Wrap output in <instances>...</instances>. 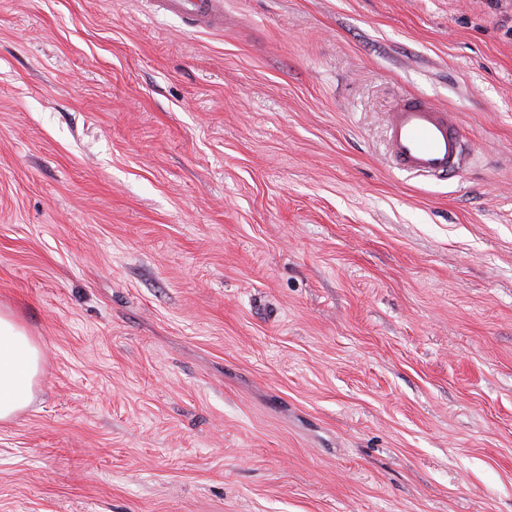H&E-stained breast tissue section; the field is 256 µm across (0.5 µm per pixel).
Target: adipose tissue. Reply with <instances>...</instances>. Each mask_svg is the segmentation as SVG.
<instances>
[{
	"label": "adipose tissue",
	"mask_w": 512,
	"mask_h": 512,
	"mask_svg": "<svg viewBox=\"0 0 512 512\" xmlns=\"http://www.w3.org/2000/svg\"><path fill=\"white\" fill-rule=\"evenodd\" d=\"M41 350L9 315L0 313V421L11 420L32 399Z\"/></svg>",
	"instance_id": "obj_1"
}]
</instances>
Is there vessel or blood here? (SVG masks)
<instances>
[{"label":"vessel or blood","mask_w":512,"mask_h":512,"mask_svg":"<svg viewBox=\"0 0 512 512\" xmlns=\"http://www.w3.org/2000/svg\"><path fill=\"white\" fill-rule=\"evenodd\" d=\"M196 29L224 26V0H152ZM387 146L400 171L445 181L456 177L466 157V139L452 112L428 100L402 95L385 116Z\"/></svg>","instance_id":"vessel-or-blood-1"}]
</instances>
